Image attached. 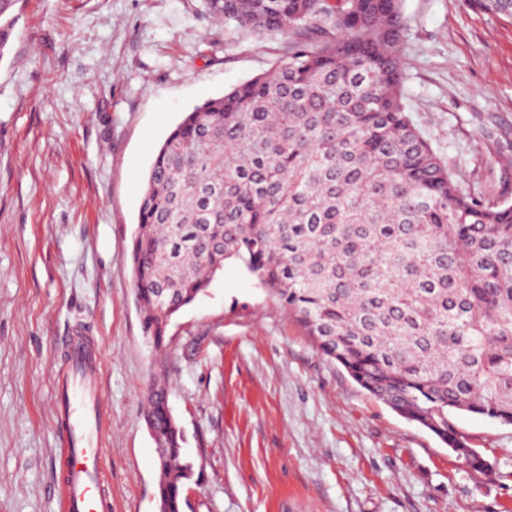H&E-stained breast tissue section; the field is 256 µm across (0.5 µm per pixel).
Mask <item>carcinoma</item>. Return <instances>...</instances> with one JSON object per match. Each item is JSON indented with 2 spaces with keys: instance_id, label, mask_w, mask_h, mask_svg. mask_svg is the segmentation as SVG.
<instances>
[{
  "instance_id": "1",
  "label": "carcinoma",
  "mask_w": 512,
  "mask_h": 512,
  "mask_svg": "<svg viewBox=\"0 0 512 512\" xmlns=\"http://www.w3.org/2000/svg\"><path fill=\"white\" fill-rule=\"evenodd\" d=\"M17 0L0 3V59ZM227 34L289 37L287 59L184 113L146 177L130 252L145 336L234 260L318 352L486 471L453 417L512 425V200L487 204L406 110L403 0H205ZM512 20V0H470ZM155 498L183 512L193 468L166 387L147 391Z\"/></svg>"
}]
</instances>
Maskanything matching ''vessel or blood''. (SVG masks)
<instances>
[{
	"label": "vessel or blood",
	"instance_id": "b4317fda",
	"mask_svg": "<svg viewBox=\"0 0 512 512\" xmlns=\"http://www.w3.org/2000/svg\"><path fill=\"white\" fill-rule=\"evenodd\" d=\"M65 360L55 381L54 424L60 434L59 467L64 512H112L101 486L102 457L94 436L105 422L100 400L101 362L92 340L74 332L64 344Z\"/></svg>",
	"mask_w": 512,
	"mask_h": 512
}]
</instances>
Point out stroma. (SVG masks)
I'll return each mask as SVG.
<instances>
[{
  "mask_svg": "<svg viewBox=\"0 0 512 512\" xmlns=\"http://www.w3.org/2000/svg\"><path fill=\"white\" fill-rule=\"evenodd\" d=\"M405 102L487 202L512 197V22L404 0ZM0 59V512H59L53 373L84 330L103 365L112 512H155L153 367L195 474L183 512H512V426L455 423L456 452L360 388L233 261L143 335L129 263L148 169L184 112L267 72L279 33L228 40L204 0H19Z\"/></svg>",
  "mask_w": 512,
  "mask_h": 512,
  "instance_id": "35a3bbf8",
  "label": "stroma"
}]
</instances>
